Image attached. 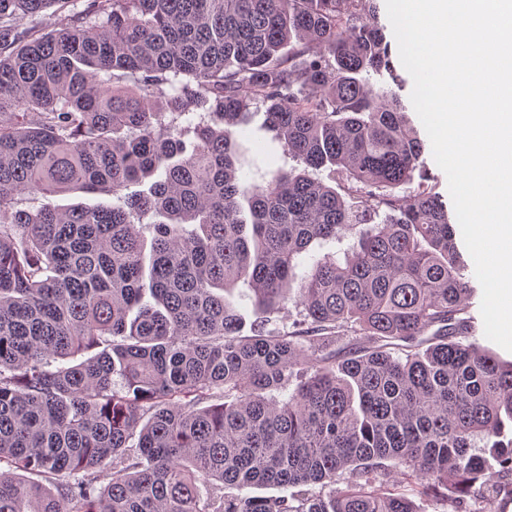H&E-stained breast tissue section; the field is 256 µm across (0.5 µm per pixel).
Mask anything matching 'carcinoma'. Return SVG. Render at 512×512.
<instances>
[{
    "label": "carcinoma",
    "instance_id": "carcinoma-1",
    "mask_svg": "<svg viewBox=\"0 0 512 512\" xmlns=\"http://www.w3.org/2000/svg\"><path fill=\"white\" fill-rule=\"evenodd\" d=\"M64 4L0 0V512L511 501L512 362L470 340L446 203L387 193L424 144L368 83H401L377 0H90L27 21ZM256 119L302 171L261 173L239 141ZM73 190L112 205L54 204ZM344 230V263L310 253ZM240 281L301 326L245 327Z\"/></svg>",
    "mask_w": 512,
    "mask_h": 512
}]
</instances>
